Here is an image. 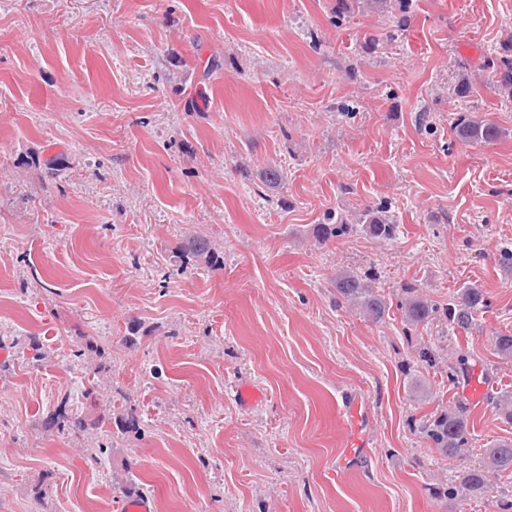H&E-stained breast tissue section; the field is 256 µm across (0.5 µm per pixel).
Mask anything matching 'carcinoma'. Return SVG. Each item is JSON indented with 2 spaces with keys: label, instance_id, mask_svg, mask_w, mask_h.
Returning a JSON list of instances; mask_svg holds the SVG:
<instances>
[{
  "label": "carcinoma",
  "instance_id": "cac0c4a2",
  "mask_svg": "<svg viewBox=\"0 0 512 512\" xmlns=\"http://www.w3.org/2000/svg\"><path fill=\"white\" fill-rule=\"evenodd\" d=\"M362 4L384 12L390 8L391 0H337L336 17L355 13L356 7ZM489 68L497 76L499 94L512 100V38L503 44L499 56L489 61ZM455 128L458 139L463 143L489 144L503 135L496 124L468 113L458 115ZM358 230L376 241L385 242L396 236L398 224L394 216L389 214V209L380 206L364 210L356 225L341 214L329 213L323 223L312 225L311 234L315 242L325 245ZM184 254L197 260L209 261L215 256V248L209 238L195 235L184 246ZM377 278L376 268L370 266L340 272L333 278L332 285L338 296L360 310L365 319L374 324H382L390 315L391 305L375 286ZM485 307L487 300L483 289L472 284L458 288L448 302L443 304L428 300L419 292L418 287L411 284L402 288L401 300L397 304L402 319L411 330L439 321L454 332L465 333L477 326V315ZM495 405L501 419L512 425V391L497 396ZM418 431L430 447L459 461L454 479L442 490V494L447 497H481L491 491L492 481L497 475L512 473V440H502L484 449L480 453V461L474 465L467 462L473 445L469 416L461 406L430 414L418 425Z\"/></svg>",
  "mask_w": 512,
  "mask_h": 512
}]
</instances>
